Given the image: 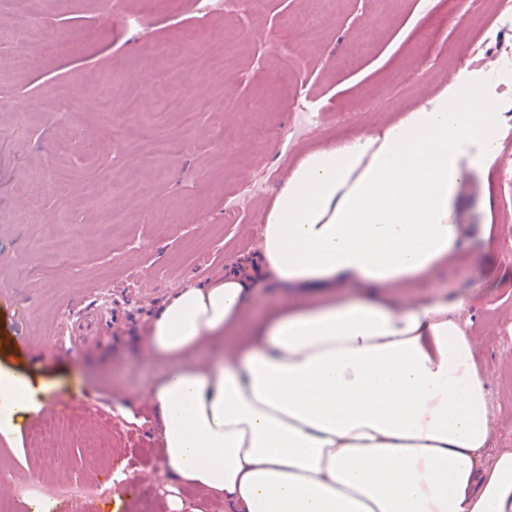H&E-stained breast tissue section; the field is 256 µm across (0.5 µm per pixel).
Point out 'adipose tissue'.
I'll return each instance as SVG.
<instances>
[{"label":"adipose tissue","instance_id":"adipose-tissue-1","mask_svg":"<svg viewBox=\"0 0 512 512\" xmlns=\"http://www.w3.org/2000/svg\"><path fill=\"white\" fill-rule=\"evenodd\" d=\"M486 98L461 70L398 121L304 151L258 252L156 312L146 350L169 368L145 395L174 484L221 493L238 512H512V452L482 464L490 372L474 362L467 300L374 294L455 250L457 192L496 155L507 120ZM349 283L367 295L347 299ZM266 286L283 299L253 337L188 362ZM0 393L5 435L14 412L43 406L16 374L0 373Z\"/></svg>","mask_w":512,"mask_h":512}]
</instances>
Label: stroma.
Wrapping results in <instances>:
<instances>
[{
	"label": "stroma",
	"mask_w": 512,
	"mask_h": 512,
	"mask_svg": "<svg viewBox=\"0 0 512 512\" xmlns=\"http://www.w3.org/2000/svg\"><path fill=\"white\" fill-rule=\"evenodd\" d=\"M455 11L451 0H341L332 10L322 0H234L228 10L205 0H41L33 15L28 0L0 7V55L23 47L8 32L27 19L25 47L40 58L34 70L0 79V368L48 386L53 403L16 415L19 440L0 436V482L14 512H54L44 494L59 482L81 485L75 512H164L169 479L152 454L160 425L142 396L166 370L145 350L154 314L176 288L257 252L263 214L304 148L401 116L443 77L473 70L466 46L495 51L487 39L494 0H479L462 25L450 22ZM306 20L318 24L317 40L299 35ZM162 44L180 48L176 63L156 57ZM171 64L194 77L184 104L207 94L222 110L199 115L192 129L168 116L157 132L182 139L184 150L167 159L113 149L91 107L101 77L140 84L150 68ZM241 98L266 104L240 112ZM128 170L149 184L150 207L121 190ZM91 182L109 210L86 198ZM154 207L177 220L158 228ZM112 211L128 221L111 244L84 239ZM454 221L497 227L494 239L462 240L434 275L449 294L467 296L475 362L493 372L488 464L512 451V149L461 186ZM63 235L81 238L77 255L38 244ZM46 263L58 269L54 285L21 277ZM280 301L278 289H257L221 351ZM99 305L123 311V324L68 353L66 325ZM94 448L106 449L108 466L91 467ZM122 466L143 483L118 494L112 474Z\"/></svg>",
	"instance_id": "35a3bbf8"
}]
</instances>
